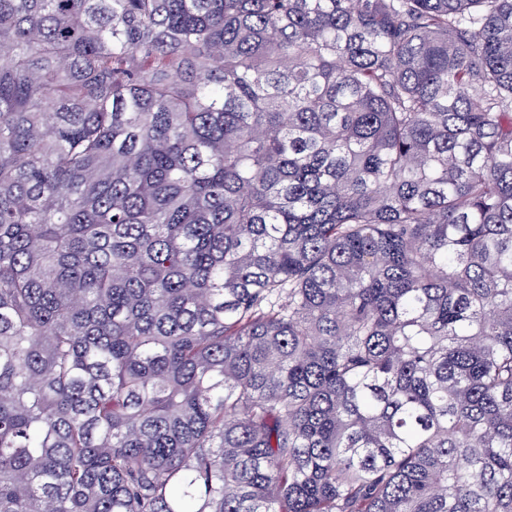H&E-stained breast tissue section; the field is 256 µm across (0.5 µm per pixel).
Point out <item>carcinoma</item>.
<instances>
[{
  "label": "carcinoma",
  "instance_id": "carcinoma-1",
  "mask_svg": "<svg viewBox=\"0 0 512 512\" xmlns=\"http://www.w3.org/2000/svg\"><path fill=\"white\" fill-rule=\"evenodd\" d=\"M0 512H512V0H0Z\"/></svg>",
  "mask_w": 512,
  "mask_h": 512
}]
</instances>
